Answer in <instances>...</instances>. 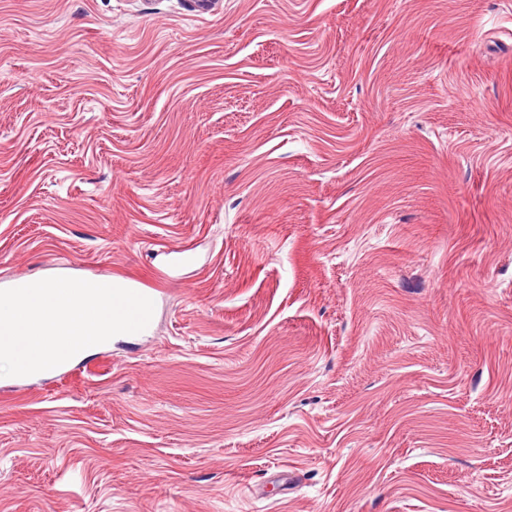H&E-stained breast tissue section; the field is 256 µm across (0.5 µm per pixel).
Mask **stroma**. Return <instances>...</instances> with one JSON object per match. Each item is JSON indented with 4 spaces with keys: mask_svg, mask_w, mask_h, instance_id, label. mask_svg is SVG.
<instances>
[{
    "mask_svg": "<svg viewBox=\"0 0 512 512\" xmlns=\"http://www.w3.org/2000/svg\"><path fill=\"white\" fill-rule=\"evenodd\" d=\"M219 2L0 0V289L156 298L0 512H512V0Z\"/></svg>",
    "mask_w": 512,
    "mask_h": 512,
    "instance_id": "1",
    "label": "stroma"
}]
</instances>
